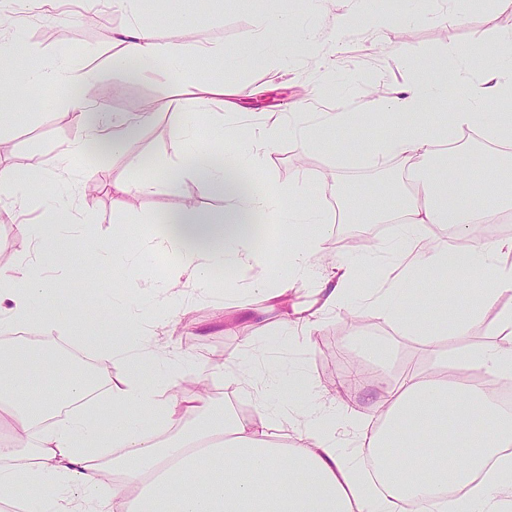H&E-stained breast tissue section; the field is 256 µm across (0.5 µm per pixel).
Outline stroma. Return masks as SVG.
I'll return each instance as SVG.
<instances>
[{"instance_id": "1", "label": "stroma", "mask_w": 512, "mask_h": 512, "mask_svg": "<svg viewBox=\"0 0 512 512\" xmlns=\"http://www.w3.org/2000/svg\"><path fill=\"white\" fill-rule=\"evenodd\" d=\"M345 6V0H180L174 16L167 0H155L135 13L113 8L111 0H96L92 5L78 0L56 9L40 0H27L17 17L31 68L63 58L73 67L94 70L97 85L109 91L104 104L108 112H149L153 118L121 153L107 156L89 149L68 156L64 150L77 139L78 130L65 90L45 89L34 102L26 98L0 103V162L11 166L22 180L19 202H0V265L36 259L35 245L22 232V225L53 223L62 208L73 225L66 235L56 237L54 246L75 259L71 268L43 265L55 323L17 326L0 345L18 349L29 341L47 339L77 351L80 343L56 329L72 316L80 317L88 335L104 341L112 334L113 304H126L146 317L163 310L168 318L157 327L155 343L169 358H189L193 374L208 378L213 399L246 417L253 404L225 388L223 370L239 362L248 336L262 348L254 366L301 371L321 389L326 386L322 372L329 366L343 373L357 364L395 379L406 366L425 370L456 351L491 342L497 310L512 306V292L500 294L468 330L449 332L435 343L373 311L366 312L364 325H351L349 315L357 311L365 292L383 287L393 270L385 256L362 265L360 290L349 302L325 312L308 336L294 335L272 317L249 320V311L279 305V298L265 291L239 290L223 270L216 285L184 289L181 306L167 308L162 286L178 259L156 249L145 217L159 221L188 203L204 214L218 215L223 201L190 174L183 176L177 189L161 186L151 195H132L119 202L103 185L113 177L134 179L154 168L178 165L168 112H184L204 140L225 135L224 147L232 153L239 140L252 136L263 114L300 112L313 121L334 106L366 112L372 94L387 96L407 85L415 76V66L440 59L454 45L490 51L496 34L505 28L501 13L493 11L488 0H374L358 27L340 38L334 18ZM259 8L292 19V27L282 32L285 40L297 45L292 66L282 65L270 48L252 38L253 16ZM457 10L466 14L465 23L451 20ZM91 12L105 18L108 35H91L85 22ZM378 12L391 20L379 36L371 31ZM135 22L151 27L160 42L175 50L194 42L223 48L221 68L201 59L192 73L200 80L220 78L230 85L242 119L219 118L215 104L183 99L176 79H145L133 69L113 67L110 33ZM331 42L336 53L329 57L322 49ZM343 153V147L325 150L285 131L257 171L258 178L281 190L298 188V195L289 200L291 207L317 206L330 218L312 259L314 277L296 283L292 290L290 299L299 304L316 299L324 272L336 261L352 258V251L337 245V238L360 233L372 243L382 239L368 225L347 222L340 205L343 193L367 198L389 194L395 187L409 188L393 158L351 165ZM90 173L101 179V187L76 192V184ZM129 254L138 261L149 285L136 296L125 290L119 270L122 258ZM104 272L112 276L107 288L100 284ZM368 340L385 348V360L361 352V344Z\"/></svg>"}]
</instances>
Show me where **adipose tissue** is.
<instances>
[{
	"instance_id": "obj_1",
	"label": "adipose tissue",
	"mask_w": 512,
	"mask_h": 512,
	"mask_svg": "<svg viewBox=\"0 0 512 512\" xmlns=\"http://www.w3.org/2000/svg\"><path fill=\"white\" fill-rule=\"evenodd\" d=\"M112 63L134 65L139 76L177 75L206 58L221 64L223 51L190 44L171 51L155 33L127 26L112 38ZM0 57L12 67L0 78V96L51 83L67 89L80 131V145L118 153L141 122L112 114L91 98L92 71L66 64L32 71L17 44L1 43ZM452 98L447 122L428 115L443 98ZM369 110L386 115L389 133L366 147L373 160L396 157L418 178V190L364 204L354 222L377 223L398 215V232L387 249L398 274L386 289L371 295L369 306L399 327L436 340L449 327L468 328L483 307L512 290V238L474 241L476 225L512 221V167H491L484 175L482 206L473 203L470 157L447 153L443 165L423 169L439 146L454 143L458 132H480L490 142L512 147V31L501 33L492 54L464 47L449 49L443 61L423 68L397 96L378 97ZM180 151L177 167L155 177L113 179L116 197L149 194L157 184L176 188L192 173L224 200L221 223L196 208L169 214L156 237L157 248L179 256L195 284L207 285L217 270L247 271L263 265L243 223L260 215L268 223L324 224L323 211L288 209L283 194L242 176L255 172L272 152L279 127L225 154L222 140L201 144L182 113L169 115ZM365 121L361 112L336 110L316 124L300 123L303 138L323 141L325 131L353 133ZM441 224L450 238H426L427 225ZM280 260L272 272L280 287L308 279L319 238L305 248L291 233L277 237ZM436 275L426 294L410 283L422 271ZM491 276L480 304L462 308L448 302V281ZM359 285V267L337 262L324 278L316 305L278 312L280 323L316 328L322 312L344 301ZM43 265L32 260L20 268H0V328L13 329L48 318ZM496 342L467 350L460 369H479L497 379H512V306L496 314ZM104 361L124 360L129 374L110 385L108 396L93 409L72 413L56 425L48 420L56 399L39 394L40 379L55 376L62 365L48 347L24 350L0 359V413L14 430L26 432L32 452L0 443V505L23 512H505L512 503V413L495 408L478 385L459 386L447 373L429 377L406 372L401 380L378 377V400L370 412L337 402L305 404L314 386L295 371L274 372L261 382L247 364L225 368L224 382L254 403L248 418L230 415L210 397L176 394L191 363L174 361L140 338L132 318L113 313L111 341L100 351ZM377 425H369L370 416ZM293 430L291 442L273 439ZM428 449L425 457L416 456ZM220 470H213L212 462Z\"/></svg>"
}]
</instances>
